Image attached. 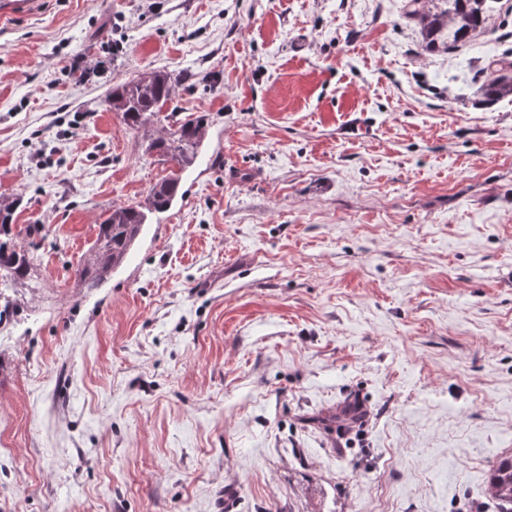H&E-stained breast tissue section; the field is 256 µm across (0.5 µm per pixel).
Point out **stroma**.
<instances>
[{
  "label": "stroma",
  "mask_w": 512,
  "mask_h": 512,
  "mask_svg": "<svg viewBox=\"0 0 512 512\" xmlns=\"http://www.w3.org/2000/svg\"><path fill=\"white\" fill-rule=\"evenodd\" d=\"M512 21L427 54L404 0H0V512H498L512 453ZM176 77L207 137L122 267L97 226L168 173L105 98ZM354 402L360 422L317 415ZM479 94L490 103L512 98V61L489 62L486 67V76L479 85ZM19 205L20 198L0 197V272L14 282L24 281L30 268L28 254L12 238L14 215ZM500 512H512V455L500 459L492 469L489 484Z\"/></svg>",
  "instance_id": "obj_1"
}]
</instances>
